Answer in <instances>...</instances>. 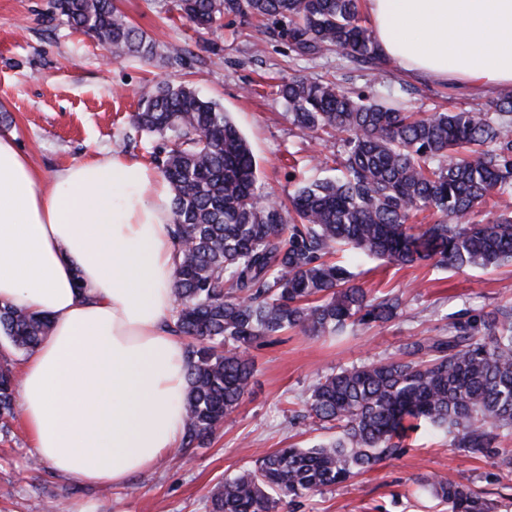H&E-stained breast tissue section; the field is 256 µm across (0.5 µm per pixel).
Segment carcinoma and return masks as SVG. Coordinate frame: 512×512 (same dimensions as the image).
<instances>
[{
  "label": "carcinoma",
  "instance_id": "1",
  "mask_svg": "<svg viewBox=\"0 0 512 512\" xmlns=\"http://www.w3.org/2000/svg\"><path fill=\"white\" fill-rule=\"evenodd\" d=\"M183 17L210 30L226 16L285 23L301 57L336 51L377 71L385 66L359 0H176ZM51 14L97 38L115 58L149 59L155 44L114 0H52ZM288 119L338 145L334 179L302 182L289 206L269 203L257 186L251 148L223 107L188 85L161 83L142 95L131 125L159 141L152 152L170 184L177 265L172 331L187 345L188 391L182 447L204 445L249 393L254 367L241 350L272 343L288 329L342 335L395 318L401 296L363 287L348 262L400 265L428 261L464 270L512 262V93L460 110L421 116L354 98L332 81L279 86ZM493 201L480 223L474 209ZM430 211L433 222L409 224ZM51 320L0 306V335L33 353ZM18 384L0 360V431H8ZM306 417L334 437L310 448L290 445L210 491V512H278L283 501L352 479L386 456H399L421 427L444 429L457 447L512 469L498 431L512 430V305L458 315L448 331L413 336L395 357L316 379L302 400ZM423 486L448 512H497L451 476Z\"/></svg>",
  "mask_w": 512,
  "mask_h": 512
}]
</instances>
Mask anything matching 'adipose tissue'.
Wrapping results in <instances>:
<instances>
[{
    "label": "adipose tissue",
    "instance_id": "ef3b65f1",
    "mask_svg": "<svg viewBox=\"0 0 512 512\" xmlns=\"http://www.w3.org/2000/svg\"><path fill=\"white\" fill-rule=\"evenodd\" d=\"M399 74L466 94L512 88V0H364ZM164 179L127 156L51 180L0 135V306L51 319L23 362L20 416L52 470L122 486L185 432V344L168 328L176 250Z\"/></svg>",
    "mask_w": 512,
    "mask_h": 512
}]
</instances>
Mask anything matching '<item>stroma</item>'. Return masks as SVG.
I'll return each mask as SVG.
<instances>
[{"label": "stroma", "mask_w": 512, "mask_h": 512, "mask_svg": "<svg viewBox=\"0 0 512 512\" xmlns=\"http://www.w3.org/2000/svg\"><path fill=\"white\" fill-rule=\"evenodd\" d=\"M118 8L156 45L152 59H111L93 37L70 32L50 17V0H0V132L13 133L45 177L78 161L115 154L151 164V141L127 143L131 115L142 94L159 81L188 84L214 99L246 136L262 190L287 201L312 159L331 145L302 133L288 119L281 81L327 78L352 93L400 102L420 113L471 109L479 99L454 87L426 85L392 68L374 76L340 54L297 57L279 25L229 16L199 33L174 0H116ZM190 55L172 65L168 45ZM354 270L365 287L402 294L405 306L386 323L359 325L340 337L285 332L246 353L253 386L235 412L202 447L181 449L123 487L100 488L55 473L37 461L20 420L0 436V512H43L53 502L80 503L90 512H208L209 491L249 467L261 452L295 443L312 446L330 433L292 420L296 402L320 376L396 353L410 337L442 330L454 313L489 311L512 303V263L455 271L431 265L400 267L365 259ZM452 474L512 512V472L498 460L454 447L447 433L420 430L406 452L380 460L347 483L313 493L280 512H448L420 486L422 478Z\"/></svg>", "instance_id": "obj_1"}]
</instances>
